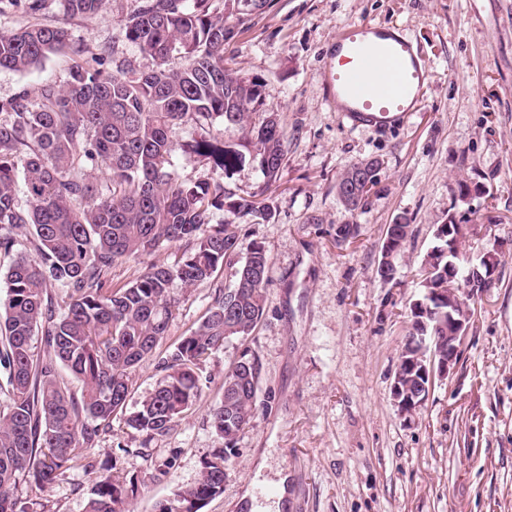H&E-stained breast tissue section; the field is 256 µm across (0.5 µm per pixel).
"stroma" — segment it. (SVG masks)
Returning a JSON list of instances; mask_svg holds the SVG:
<instances>
[{"label":"stroma","instance_id":"obj_1","mask_svg":"<svg viewBox=\"0 0 512 512\" xmlns=\"http://www.w3.org/2000/svg\"><path fill=\"white\" fill-rule=\"evenodd\" d=\"M130 5L106 0L95 14L78 17L67 15L61 0H48L37 17L8 7L0 10V34L60 23L87 56L115 47L134 68L148 70L151 58L124 37ZM365 19L402 31L430 66L417 111L386 128L342 121L327 101L324 65L334 36ZM73 59L57 54L26 72L0 70V103L23 91L38 100L43 86L67 80ZM226 59L265 84L285 135L286 158L273 185L250 160L224 179L237 195L263 194L269 215L211 213L241 244L265 248L263 317L247 343L231 341L208 358L195 408L148 443L126 423L164 375L158 358L143 361L125 412L113 416L86 457L51 485L17 482L18 512H86L94 477L113 473L137 485L129 512H158L219 448L210 409L245 348L260 366L257 409L226 463L223 494L201 512H237L248 489L264 492L256 512H276L268 490L283 475L288 512H512V0H271L239 29ZM197 135L192 121L169 133L173 171L189 183L217 176L189 150ZM370 158L382 162L379 182L354 218L336 183ZM471 181L482 183L484 194L456 204L460 184ZM452 210L468 227V262L498 246L496 285L474 302L457 366L407 415L392 399L393 376L410 306L421 294L418 272ZM402 214L413 234L394 260V278L384 281L376 273L381 246ZM354 221L358 236L337 243V227ZM182 254L164 244L115 263L107 285L123 286ZM236 270L227 265L209 282L176 287L179 304L161 349L189 333L216 291L233 287ZM262 454L267 465L260 470L255 459Z\"/></svg>","mask_w":512,"mask_h":512}]
</instances>
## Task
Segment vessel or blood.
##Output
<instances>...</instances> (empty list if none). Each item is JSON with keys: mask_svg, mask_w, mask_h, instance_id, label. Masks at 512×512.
I'll return each instance as SVG.
<instances>
[{"mask_svg": "<svg viewBox=\"0 0 512 512\" xmlns=\"http://www.w3.org/2000/svg\"><path fill=\"white\" fill-rule=\"evenodd\" d=\"M324 76L340 119L388 127L415 111L429 70L405 34L360 21L337 31Z\"/></svg>", "mask_w": 512, "mask_h": 512, "instance_id": "vessel-or-blood-1", "label": "vessel or blood"}]
</instances>
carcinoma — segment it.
I'll list each match as a JSON object with an SVG mask.
<instances>
[{
  "mask_svg": "<svg viewBox=\"0 0 512 512\" xmlns=\"http://www.w3.org/2000/svg\"><path fill=\"white\" fill-rule=\"evenodd\" d=\"M125 39L152 59L138 71L126 61L112 71L77 62L62 86L46 85L40 102L22 92L0 112V254L15 255L4 277L0 301V368L7 371L0 408V512H15L11 490L19 476L39 485L54 483L79 456L95 446L123 411L130 375L157 354L178 303L173 284L196 286L234 260L238 235L210 223L214 209L240 218L265 214L255 196H239L224 186V173L250 158L264 176L276 178L286 156L283 131L269 115L259 125L252 115L266 106L267 92L227 66L225 46L239 27L252 20L255 0H224L216 16L212 0H131ZM105 0H64L71 16L91 15ZM70 44L60 25L34 24L0 34V68L25 71ZM185 61L180 67L172 60ZM201 134L196 153L213 161L223 175L187 183L171 171L168 133L186 120ZM247 128L238 147L226 149L213 135L215 122ZM103 164L110 186L100 191L87 168ZM378 159L352 164L351 171L378 180ZM23 175L27 208L18 207L15 186ZM336 193L355 216L368 197L343 176ZM448 212L435 238L441 252L456 253L463 266L464 235L448 245ZM32 237L37 258L18 250V231ZM411 235L405 215L388 225L381 247L379 276L394 275L392 255ZM178 243L183 257L174 266L153 265L128 284L104 290L103 281L119 259L135 258L163 243ZM235 273L234 287L218 290L206 315L189 335L160 356L165 377L128 418V426L149 442L165 435L175 420L201 397L199 372L206 359L231 340L246 342L259 325L265 305L268 257L259 244ZM67 289L69 302L56 306L48 283ZM422 294L410 308L409 340L401 349L399 385L408 397L421 398L425 379L416 366L431 350L448 351V336L460 323L472 322L475 309L463 297L448 294V259L431 264L420 281ZM42 336L43 353L34 337ZM427 338L428 350L415 345ZM82 382L76 397L58 380L59 367ZM260 367L245 348L224 375V393L210 410L224 447L203 460L198 479L175 494L160 512H200L205 501L224 492V460L250 422L258 403ZM135 482L101 476L92 488L86 512H126Z\"/></svg>",
  "mask_w": 512,
  "mask_h": 512,
  "instance_id": "obj_1",
  "label": "carcinoma"
}]
</instances>
